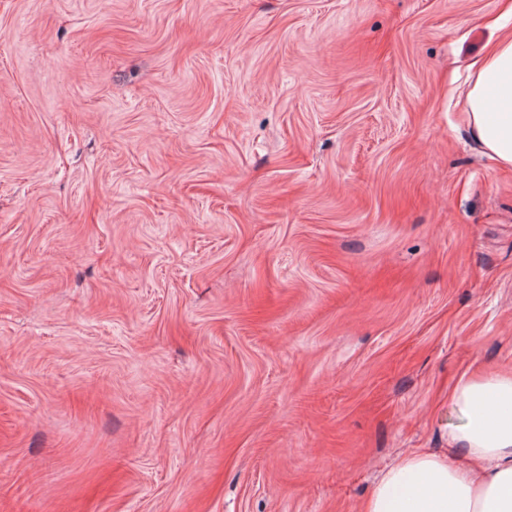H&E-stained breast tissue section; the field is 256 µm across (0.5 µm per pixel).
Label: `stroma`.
Returning <instances> with one entry per match:
<instances>
[{"instance_id":"35a3bbf8","label":"stroma","mask_w":512,"mask_h":512,"mask_svg":"<svg viewBox=\"0 0 512 512\" xmlns=\"http://www.w3.org/2000/svg\"><path fill=\"white\" fill-rule=\"evenodd\" d=\"M502 0H0V512H362L512 367ZM469 68L474 79L465 96L468 123L491 158L512 166V37L492 46Z\"/></svg>"}]
</instances>
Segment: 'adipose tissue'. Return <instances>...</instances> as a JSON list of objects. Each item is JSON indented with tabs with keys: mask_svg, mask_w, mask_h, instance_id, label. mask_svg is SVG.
I'll list each match as a JSON object with an SVG mask.
<instances>
[{
	"mask_svg": "<svg viewBox=\"0 0 512 512\" xmlns=\"http://www.w3.org/2000/svg\"><path fill=\"white\" fill-rule=\"evenodd\" d=\"M468 123L499 164L512 166V37L471 65ZM465 423L448 451L419 452L377 481L364 512H512V373L463 376L451 394Z\"/></svg>",
	"mask_w": 512,
	"mask_h": 512,
	"instance_id": "adipose-tissue-1",
	"label": "adipose tissue"
}]
</instances>
